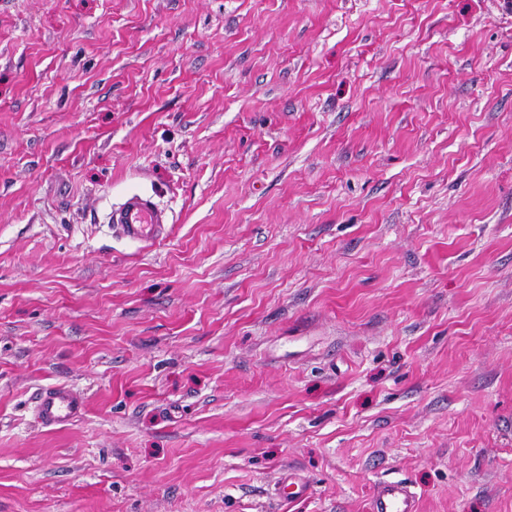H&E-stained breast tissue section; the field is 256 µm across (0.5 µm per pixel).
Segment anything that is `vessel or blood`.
<instances>
[{
  "instance_id": "obj_1",
  "label": "vessel or blood",
  "mask_w": 512,
  "mask_h": 512,
  "mask_svg": "<svg viewBox=\"0 0 512 512\" xmlns=\"http://www.w3.org/2000/svg\"><path fill=\"white\" fill-rule=\"evenodd\" d=\"M120 235L137 243L151 244L166 237L169 216L151 196L133 193L115 207L109 219ZM38 414L45 426L72 425L84 413L86 403L72 388L58 385L41 392ZM418 502L401 481L381 483L369 504V512H417Z\"/></svg>"
}]
</instances>
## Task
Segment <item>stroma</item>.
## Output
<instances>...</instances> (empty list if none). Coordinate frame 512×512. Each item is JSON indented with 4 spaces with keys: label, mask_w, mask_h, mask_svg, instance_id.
Masks as SVG:
<instances>
[{
    "label": "stroma",
    "mask_w": 512,
    "mask_h": 512,
    "mask_svg": "<svg viewBox=\"0 0 512 512\" xmlns=\"http://www.w3.org/2000/svg\"><path fill=\"white\" fill-rule=\"evenodd\" d=\"M397 480L512 512V0H0V512ZM120 235L133 242L152 244L167 236L170 219L148 195L132 193L115 207L109 219ZM38 414L47 427L72 425L84 413L85 400L69 386L58 385L41 392L37 401Z\"/></svg>",
    "instance_id": "1"
}]
</instances>
